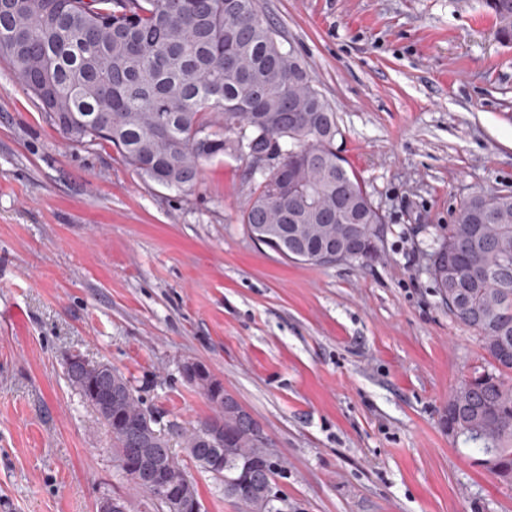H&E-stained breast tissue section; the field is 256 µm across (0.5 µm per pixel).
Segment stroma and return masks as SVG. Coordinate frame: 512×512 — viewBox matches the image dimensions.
<instances>
[{
  "instance_id": "obj_1",
  "label": "stroma",
  "mask_w": 512,
  "mask_h": 512,
  "mask_svg": "<svg viewBox=\"0 0 512 512\" xmlns=\"http://www.w3.org/2000/svg\"><path fill=\"white\" fill-rule=\"evenodd\" d=\"M336 114L385 217L375 258L293 262L241 222L247 159L186 193L64 137L0 61V512H155L71 386L122 372L161 428L210 415L207 365L271 439L280 512H512V485L440 423L486 366L428 274L476 195L512 194V44L483 0H260Z\"/></svg>"
}]
</instances>
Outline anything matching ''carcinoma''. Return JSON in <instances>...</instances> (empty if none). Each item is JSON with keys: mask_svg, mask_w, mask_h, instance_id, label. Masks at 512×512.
I'll return each instance as SVG.
<instances>
[{"mask_svg": "<svg viewBox=\"0 0 512 512\" xmlns=\"http://www.w3.org/2000/svg\"><path fill=\"white\" fill-rule=\"evenodd\" d=\"M0 0V60L13 69L54 125L66 136H86L112 145L122 159L160 186L179 192L196 183L203 162L224 156L251 158L270 153V164L254 190L241 222L283 224L286 258L336 245L345 225L336 223V176L320 165L336 160V113L307 68L282 47L278 32L262 14L259 0ZM501 42L512 43V0H485ZM264 112H293L300 127H271ZM345 211L364 213L357 225L367 250L376 255L373 202L351 168H344ZM499 219L478 222L486 197L471 198L459 210L448 234L430 242V252L449 251L457 268L448 312L479 335L490 368L476 370L467 389L448 397L441 421L458 433L462 455L481 466L495 459L496 476L512 484V194L492 198ZM72 387L89 402L91 386L117 384L128 390L103 408H94L112 439L115 460L150 440L154 414L143 407L130 381L113 368L92 382L67 371ZM211 379L196 388L212 414L181 433L190 463L207 470L220 455L218 480L236 476L244 458H261L266 445L246 426L243 407L224 408ZM229 434L213 444L215 431ZM191 498L198 492L187 464L175 454L159 455ZM278 462L250 482L230 483L224 496L241 512H278L262 502L257 486L273 484Z\"/></svg>", "mask_w": 512, "mask_h": 512, "instance_id": "cac0c4a2", "label": "carcinoma"}]
</instances>
